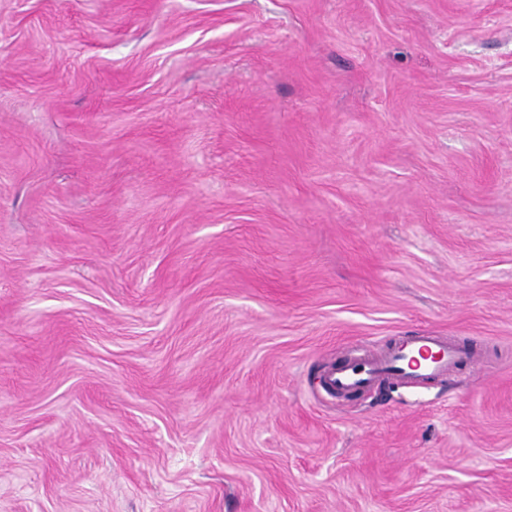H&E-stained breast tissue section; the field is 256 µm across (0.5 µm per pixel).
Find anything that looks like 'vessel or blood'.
<instances>
[{"instance_id": "vessel-or-blood-1", "label": "vessel or blood", "mask_w": 512, "mask_h": 512, "mask_svg": "<svg viewBox=\"0 0 512 512\" xmlns=\"http://www.w3.org/2000/svg\"><path fill=\"white\" fill-rule=\"evenodd\" d=\"M474 357V351L425 332L407 337L387 351L336 366L330 370L328 378L340 391L367 388L388 376L404 384L421 386L448 375L459 362Z\"/></svg>"}]
</instances>
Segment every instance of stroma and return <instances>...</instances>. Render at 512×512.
Here are the masks:
<instances>
[{
	"instance_id": "1",
	"label": "stroma",
	"mask_w": 512,
	"mask_h": 512,
	"mask_svg": "<svg viewBox=\"0 0 512 512\" xmlns=\"http://www.w3.org/2000/svg\"><path fill=\"white\" fill-rule=\"evenodd\" d=\"M0 512H512V0H0ZM422 351H432L437 355L422 368L414 372L406 366V360ZM475 352L447 341L432 332L420 333L401 340L396 346L384 352H374L336 365L329 371L328 378L338 391H352L371 387L387 376L398 382L413 386H422L428 380L447 376L459 362L473 360Z\"/></svg>"
}]
</instances>
